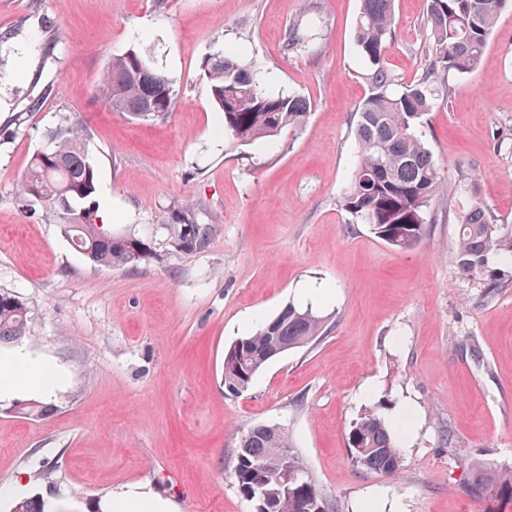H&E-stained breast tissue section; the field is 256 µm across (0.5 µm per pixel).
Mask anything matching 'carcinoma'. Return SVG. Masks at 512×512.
I'll return each instance as SVG.
<instances>
[{
    "label": "carcinoma",
    "mask_w": 512,
    "mask_h": 512,
    "mask_svg": "<svg viewBox=\"0 0 512 512\" xmlns=\"http://www.w3.org/2000/svg\"><path fill=\"white\" fill-rule=\"evenodd\" d=\"M512 0H427L426 38L420 73L410 82L395 78L385 61L395 33L394 0H361L355 22L354 45L363 61L361 78L368 94L355 112L357 155L343 196L344 210L397 250H409L425 235V209L441 185V175L425 143L424 117L437 101V81L459 77L480 64L488 38ZM307 25L289 24L283 51L298 53L309 47ZM209 80L213 106L222 114L228 147L261 144L287 130L302 127L311 102L299 95L268 94L260 86V71L233 51H218L202 63ZM105 104L135 121L165 119L174 111L179 89L148 59L131 50L108 63L98 88ZM75 122L46 133L21 184L30 202L45 205L58 219L61 232L96 266H136L158 260L149 243L116 235L97 223L99 204L93 199L95 171ZM199 206L190 199L160 217L176 251L211 225L199 222ZM456 264L486 288H499L506 274L498 260L512 261V224L475 202L463 209L456 248ZM324 320L310 309L289 304L257 329L237 338L224 352V393L237 395L250 388L256 375L271 361L276 345L304 347L323 332ZM29 332L28 310L19 297L0 292V346ZM246 451L231 472L232 482L254 512H303L304 499L318 489L303 471L288 483L280 477V456L288 452V470L302 466L288 433L276 425L249 428ZM357 467L393 476L401 454L391 426L377 408L364 410L348 436ZM469 492L480 500L512 502V470L491 466L472 469Z\"/></svg>",
    "instance_id": "cac0c4a2"
}]
</instances>
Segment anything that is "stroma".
Masks as SVG:
<instances>
[{"label": "stroma", "mask_w": 512, "mask_h": 512, "mask_svg": "<svg viewBox=\"0 0 512 512\" xmlns=\"http://www.w3.org/2000/svg\"><path fill=\"white\" fill-rule=\"evenodd\" d=\"M426 0H395L387 62L417 73ZM359 0H0V291L23 300L26 337L0 347L66 378L39 417L0 402V487L25 482L55 512H97L145 485L176 512H252L230 481L238 440L278 425L330 512H512L477 500L474 464L512 469V277L488 290L457 267L463 205L512 224V10L479 68L451 79L428 116L441 186L422 241L399 251L341 205L367 93L353 43ZM313 41L284 54L290 21ZM239 47L262 86L312 103L302 127L228 149L201 63ZM146 54L180 89L169 118L132 122L98 94L106 64ZM80 122L95 200L113 233L158 261L90 263L20 191L47 130ZM201 202L208 247L177 252L160 216ZM324 319L312 345L273 359L241 396L224 393V351L286 305ZM393 420L398 476L356 466L354 420Z\"/></svg>", "instance_id": "stroma-1"}]
</instances>
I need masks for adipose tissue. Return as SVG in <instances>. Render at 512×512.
<instances>
[{"mask_svg":"<svg viewBox=\"0 0 512 512\" xmlns=\"http://www.w3.org/2000/svg\"><path fill=\"white\" fill-rule=\"evenodd\" d=\"M62 379V371L53 364L20 353L0 357V400L20 394L49 395Z\"/></svg>","mask_w":512,"mask_h":512,"instance_id":"adipose-tissue-1","label":"adipose tissue"}]
</instances>
